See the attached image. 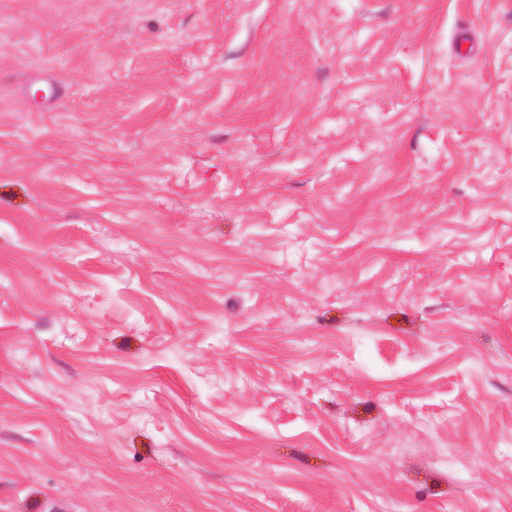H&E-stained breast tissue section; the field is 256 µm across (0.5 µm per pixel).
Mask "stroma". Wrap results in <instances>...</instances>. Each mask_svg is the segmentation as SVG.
Wrapping results in <instances>:
<instances>
[{
    "instance_id": "1",
    "label": "stroma",
    "mask_w": 512,
    "mask_h": 512,
    "mask_svg": "<svg viewBox=\"0 0 512 512\" xmlns=\"http://www.w3.org/2000/svg\"><path fill=\"white\" fill-rule=\"evenodd\" d=\"M0 512H512V0H0Z\"/></svg>"
}]
</instances>
